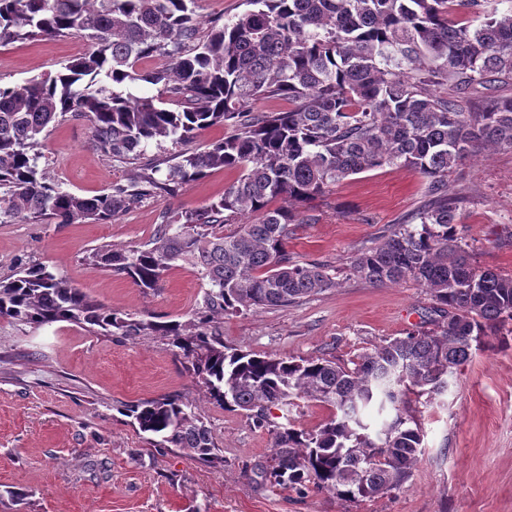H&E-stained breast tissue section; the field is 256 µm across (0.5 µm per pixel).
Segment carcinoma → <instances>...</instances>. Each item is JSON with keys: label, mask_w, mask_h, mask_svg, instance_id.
<instances>
[{"label": "carcinoma", "mask_w": 512, "mask_h": 512, "mask_svg": "<svg viewBox=\"0 0 512 512\" xmlns=\"http://www.w3.org/2000/svg\"><path fill=\"white\" fill-rule=\"evenodd\" d=\"M509 6L502 7V4ZM233 19L203 23L195 0H0V43L85 38L92 50L51 75L0 85V224L112 219L148 198H165L215 169L240 175L217 201L161 213L140 246L103 245L95 265L144 292L182 262L205 281L188 324L122 317L43 264L0 280V318L41 327L71 321L107 335L160 336L179 350L208 401L243 411L272 437L265 469L273 486H313L353 501L384 496L411 476L422 451L410 393L437 395L485 338L512 324V276L478 269L457 230L448 172L479 147L512 150V95L483 103L476 86L512 83V0H244ZM473 12L483 21L474 25ZM411 68L391 65L390 52ZM162 56L151 71L142 61ZM106 79L115 89L96 87ZM143 81L155 96L129 91ZM453 86L458 98L434 87ZM288 109L260 112L263 99ZM91 123L92 148L122 162L163 137L188 143L226 130L203 151L161 171L152 159L130 185L93 197L62 192L39 169L35 148L50 124ZM406 166L429 181L413 222L348 258L352 275L374 286L413 280L429 292V331L412 330L363 354L354 368L326 358H275L224 350L220 318L286 307L336 286L331 267L288 252L303 207L351 175ZM255 216V222L240 218ZM225 224L237 228L229 233ZM334 410L306 430L271 420L295 399ZM393 412L370 431L364 411ZM158 448H183L224 462L192 403L167 395L128 409Z\"/></svg>", "instance_id": "carcinoma-1"}]
</instances>
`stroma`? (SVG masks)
Wrapping results in <instances>:
<instances>
[{
	"instance_id": "obj_1",
	"label": "stroma",
	"mask_w": 512,
	"mask_h": 512,
	"mask_svg": "<svg viewBox=\"0 0 512 512\" xmlns=\"http://www.w3.org/2000/svg\"><path fill=\"white\" fill-rule=\"evenodd\" d=\"M88 48L66 38L0 43V84L55 74ZM90 136L85 120L49 127L37 147L40 169L60 190L85 197L130 184L139 165L102 156ZM238 176L212 171L109 224H0V280L40 262L121 315L190 322L206 289L192 268L171 269L161 288L145 293L89 256L102 245L145 242L162 211L218 200ZM448 194L462 200L458 230L475 265L512 275V151L483 153L454 169ZM427 198V179L386 166L349 176L313 200L311 220L295 226L288 251L332 266L336 286L287 307L225 316V346L349 365L423 327L432 304L424 288L411 280L373 286L346 264L352 252L407 223ZM163 395L197 406L223 463L150 444L125 409ZM407 408L425 431L424 450L400 489L359 502L283 489L263 475L272 454L267 431L243 412L207 402L167 340L0 318V512H512V329L489 336L443 394L408 395Z\"/></svg>"
}]
</instances>
